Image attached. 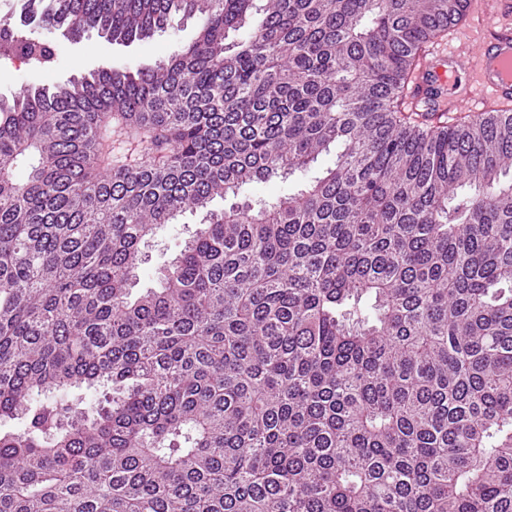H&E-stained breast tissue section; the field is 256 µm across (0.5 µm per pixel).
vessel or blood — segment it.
I'll list each match as a JSON object with an SVG mask.
<instances>
[{"label": "vessel or blood", "instance_id": "obj_1", "mask_svg": "<svg viewBox=\"0 0 512 512\" xmlns=\"http://www.w3.org/2000/svg\"><path fill=\"white\" fill-rule=\"evenodd\" d=\"M447 83L456 86L459 97L474 106L489 94L512 100V0H495L473 56H452L445 70L425 69L415 83L418 101L440 108V101L430 92Z\"/></svg>", "mask_w": 512, "mask_h": 512}]
</instances>
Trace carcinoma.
Here are the masks:
<instances>
[{"mask_svg": "<svg viewBox=\"0 0 512 512\" xmlns=\"http://www.w3.org/2000/svg\"><path fill=\"white\" fill-rule=\"evenodd\" d=\"M457 11L22 0L72 39L198 32L0 100V512H512V112L406 103ZM53 56L0 17V58ZM288 191V182L275 179L261 184L247 185L242 189V194L253 198L273 199ZM201 219L202 216L199 214L191 216L187 213L179 217V224H168L158 236L149 240L148 247L144 248L149 256L148 261L142 266L140 283L135 291L154 284L160 269L175 256L183 241L196 229Z\"/></svg>", "mask_w": 512, "mask_h": 512, "instance_id": "1", "label": "carcinoma"}]
</instances>
